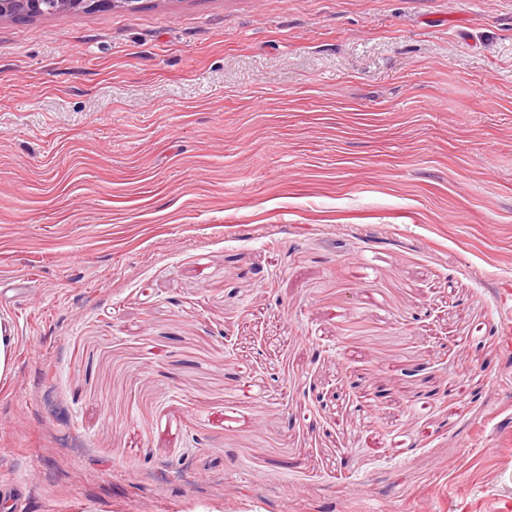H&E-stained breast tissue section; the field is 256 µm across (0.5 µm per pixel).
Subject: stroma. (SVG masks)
<instances>
[{
  "label": "stroma",
  "instance_id": "stroma-1",
  "mask_svg": "<svg viewBox=\"0 0 512 512\" xmlns=\"http://www.w3.org/2000/svg\"><path fill=\"white\" fill-rule=\"evenodd\" d=\"M0 512H512V0L0 21ZM15 337L6 319H0V381L9 379L13 370Z\"/></svg>",
  "mask_w": 512,
  "mask_h": 512
}]
</instances>
